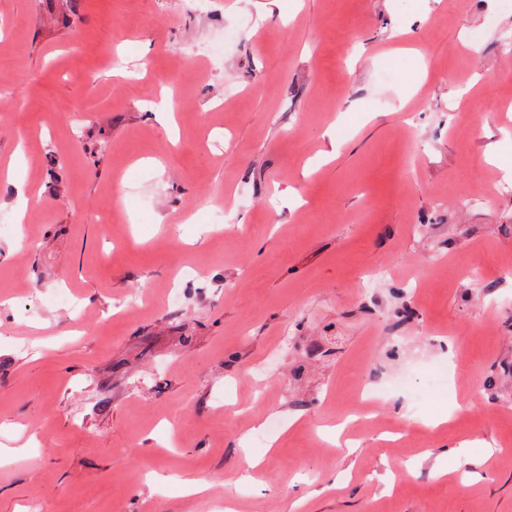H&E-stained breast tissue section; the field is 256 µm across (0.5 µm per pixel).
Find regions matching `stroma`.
<instances>
[{"instance_id":"obj_1","label":"stroma","mask_w":512,"mask_h":512,"mask_svg":"<svg viewBox=\"0 0 512 512\" xmlns=\"http://www.w3.org/2000/svg\"><path fill=\"white\" fill-rule=\"evenodd\" d=\"M507 34L512 0H0V512H512V196L467 202L512 180Z\"/></svg>"}]
</instances>
